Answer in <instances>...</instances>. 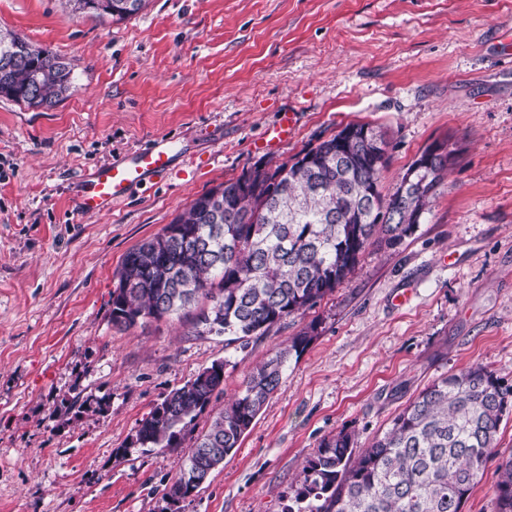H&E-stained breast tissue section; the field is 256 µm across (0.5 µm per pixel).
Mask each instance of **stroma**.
I'll return each instance as SVG.
<instances>
[{
    "instance_id": "obj_1",
    "label": "stroma",
    "mask_w": 512,
    "mask_h": 512,
    "mask_svg": "<svg viewBox=\"0 0 512 512\" xmlns=\"http://www.w3.org/2000/svg\"><path fill=\"white\" fill-rule=\"evenodd\" d=\"M0 29L64 58L69 97L0 98V512H281L306 458L366 447L433 380L475 364L512 386V0H149L119 23L62 0H0ZM291 112L287 139L265 133ZM351 122L381 127L383 193L428 145L461 153L416 233L370 246L336 291L240 351L174 319L112 323L126 253L205 190ZM158 136L184 153L108 214L80 178ZM318 334L236 453L189 497L181 448L139 420L226 360L225 397L306 324Z\"/></svg>"
}]
</instances>
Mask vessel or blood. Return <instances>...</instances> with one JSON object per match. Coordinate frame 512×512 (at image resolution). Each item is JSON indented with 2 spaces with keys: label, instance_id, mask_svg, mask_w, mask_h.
I'll list each match as a JSON object with an SVG mask.
<instances>
[{
  "label": "vessel or blood",
  "instance_id": "obj_1",
  "mask_svg": "<svg viewBox=\"0 0 512 512\" xmlns=\"http://www.w3.org/2000/svg\"><path fill=\"white\" fill-rule=\"evenodd\" d=\"M181 153L179 140L161 136L121 162L96 169L81 185L78 211L83 214L111 211L116 203L127 199L133 189L168 174Z\"/></svg>",
  "mask_w": 512,
  "mask_h": 512
}]
</instances>
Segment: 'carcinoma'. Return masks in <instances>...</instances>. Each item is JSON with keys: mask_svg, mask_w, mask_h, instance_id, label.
Listing matches in <instances>:
<instances>
[{"mask_svg": "<svg viewBox=\"0 0 512 512\" xmlns=\"http://www.w3.org/2000/svg\"><path fill=\"white\" fill-rule=\"evenodd\" d=\"M75 13L124 21L148 0H64ZM72 69L24 37L0 30V97L52 107L70 91ZM301 150L291 163L259 160L210 188L162 231L131 249L116 273L112 323L131 328L177 317L191 333L224 337L244 349L277 324L305 314L335 292L368 246L394 249L412 236L448 175V157L408 167L409 185L380 189L387 164L365 144L367 123ZM389 221L378 222L381 210ZM312 322L265 362L213 416L168 496L189 497L239 446L280 388L292 356L310 345ZM215 361L166 394L138 423L132 444L179 448L183 431L224 391ZM512 388L482 365L434 380L364 448L340 431L308 457L281 512H463L486 462L500 455L497 434ZM496 512H512V454L497 466Z\"/></svg>", "mask_w": 512, "mask_h": 512, "instance_id": "obj_1", "label": "carcinoma"}]
</instances>
